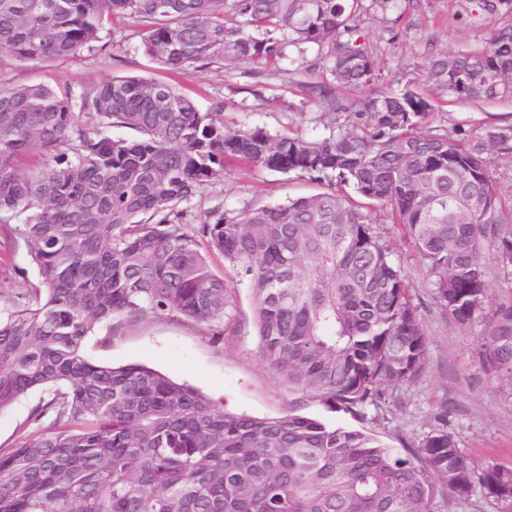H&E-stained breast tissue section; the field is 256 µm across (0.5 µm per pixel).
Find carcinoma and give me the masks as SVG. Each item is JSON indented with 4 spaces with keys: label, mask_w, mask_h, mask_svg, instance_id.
I'll return each mask as SVG.
<instances>
[{
    "label": "carcinoma",
    "mask_w": 512,
    "mask_h": 512,
    "mask_svg": "<svg viewBox=\"0 0 512 512\" xmlns=\"http://www.w3.org/2000/svg\"><path fill=\"white\" fill-rule=\"evenodd\" d=\"M359 0H0V59L71 57L130 16L144 55L171 75L242 61L277 63L286 47H330L341 87L376 75L354 38ZM425 92L348 102L328 135L254 127L228 132L168 81L114 76L75 93L48 82L0 83V221L18 232L38 282L0 320V412L33 391L50 398L39 436L0 450V512H435L448 491L482 490L512 507V467L478 468L451 433L399 451L376 435L288 413L220 409L198 388L141 364L90 361L84 341L117 317L224 318L227 286L180 205L233 161L323 185L319 193L198 227L249 288L262 360L299 391L363 417L425 369L428 341L399 259L367 222L382 205L402 225L442 310L487 319L486 360L512 375V300L489 306L484 247L512 274V200L490 156H512V125L453 137L427 125L432 97L512 99V26L482 48L433 55ZM131 129L92 133L77 121ZM38 149L52 165L31 171Z\"/></svg>",
    "instance_id": "carcinoma-1"
}]
</instances>
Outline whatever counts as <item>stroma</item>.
<instances>
[{
  "mask_svg": "<svg viewBox=\"0 0 512 512\" xmlns=\"http://www.w3.org/2000/svg\"><path fill=\"white\" fill-rule=\"evenodd\" d=\"M485 0H403L399 12L365 5L354 22L361 43L374 56L377 77L361 89L337 88L338 96L357 100L378 92L400 93L424 87L422 71L433 53L482 47L498 28L512 25V14L489 11ZM142 31L134 19L113 20L102 34L106 49L86 48L70 58L46 63L0 64L4 82H51L74 90L121 75L164 79L158 64L141 50ZM275 64L241 62L192 68L178 79L180 90L203 112L221 111L228 131L259 126L312 138L326 133L343 114L310 97V83L333 84L324 49L289 47ZM512 123V100L493 103L437 101L431 123L448 132H474L477 122ZM320 185L297 173L231 165L224 178L209 184L185 204L183 231L192 233L223 207L243 210L274 205L290 197L320 192ZM367 220L402 261L410 294L428 338V362L421 377L400 388L398 399L362 420L330 409L319 399L278 378L263 362L254 326V304L245 286L230 278L222 257L210 259L213 272L227 280L223 320L197 323L177 317L143 316L95 325L84 344L95 362L139 363L178 383L220 399L228 410L257 417L296 410L321 420L374 431L393 447L417 445L448 413V430L458 448L478 465L512 467V377L485 365L480 338L483 320L461 326L436 303L425 270L388 208L369 209ZM37 271L13 225L0 224V315L14 310ZM34 392L0 412V448L37 436L42 423L31 412L41 402Z\"/></svg>",
  "mask_w": 512,
  "mask_h": 512,
  "instance_id": "obj_1",
  "label": "stroma"
}]
</instances>
